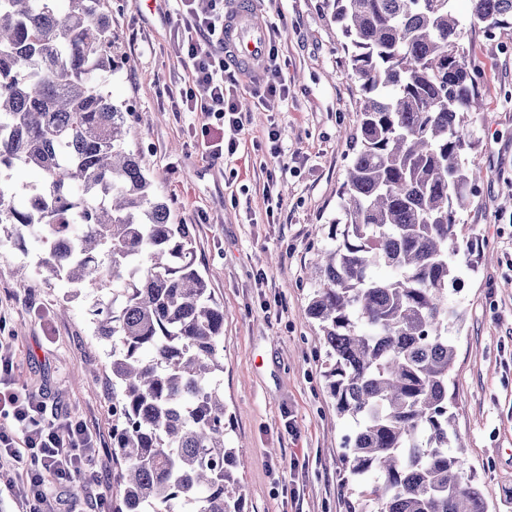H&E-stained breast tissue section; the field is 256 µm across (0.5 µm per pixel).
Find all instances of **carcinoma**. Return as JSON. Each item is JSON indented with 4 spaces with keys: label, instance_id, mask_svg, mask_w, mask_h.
I'll list each match as a JSON object with an SVG mask.
<instances>
[{
    "label": "carcinoma",
    "instance_id": "obj_1",
    "mask_svg": "<svg viewBox=\"0 0 512 512\" xmlns=\"http://www.w3.org/2000/svg\"><path fill=\"white\" fill-rule=\"evenodd\" d=\"M361 94L340 218L314 264L309 313L336 413L355 423L344 461L375 512H487L450 427L456 356L448 303L477 239L453 207L479 174L463 163L483 111L478 65L452 0H326ZM472 22L512 27V0H469ZM106 0H0V172L42 183L23 202L0 183V224L48 246L39 272L94 299L112 342V512H244L241 460L224 441L217 380L224 308L192 260L190 224L171 222L140 156L132 113L97 82L112 69Z\"/></svg>",
    "mask_w": 512,
    "mask_h": 512
}]
</instances>
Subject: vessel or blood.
<instances>
[{
    "label": "vessel or blood",
    "mask_w": 512,
    "mask_h": 512,
    "mask_svg": "<svg viewBox=\"0 0 512 512\" xmlns=\"http://www.w3.org/2000/svg\"><path fill=\"white\" fill-rule=\"evenodd\" d=\"M267 29L255 20L250 0H238V7L224 18V54L244 72L255 77L266 56Z\"/></svg>",
    "instance_id": "vessel-or-blood-1"
}]
</instances>
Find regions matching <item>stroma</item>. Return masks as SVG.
Returning <instances> with one entry per match:
<instances>
[{
  "instance_id": "obj_1",
  "label": "stroma",
  "mask_w": 512,
  "mask_h": 512,
  "mask_svg": "<svg viewBox=\"0 0 512 512\" xmlns=\"http://www.w3.org/2000/svg\"><path fill=\"white\" fill-rule=\"evenodd\" d=\"M108 5L116 67L98 82L132 112L126 147L171 199L173 223L192 225L195 266L224 309L225 441L247 461L245 512H364L343 458L355 424L337 415L325 388L328 358L308 312L309 267L323 246L311 231L338 216L359 125L344 36L325 0H255L264 23L282 30L278 63L290 92L269 97L239 79L247 123L236 152L216 160L195 133L202 115L176 109L191 72L174 0ZM453 10L480 67L484 105L464 155L480 178L455 215L459 239L479 236L483 257L448 289L464 314L448 330L453 429L466 443L468 476L494 491L488 512H512V28L472 24L467 0ZM43 255L41 243L0 224V349L13 359L17 386L45 392L87 427L107 495L118 474L112 345L94 334L90 297L38 276Z\"/></svg>"
}]
</instances>
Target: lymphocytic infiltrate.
<instances>
[{
    "mask_svg": "<svg viewBox=\"0 0 512 512\" xmlns=\"http://www.w3.org/2000/svg\"><path fill=\"white\" fill-rule=\"evenodd\" d=\"M177 34L186 50L192 84L181 95L182 109L199 112L207 119L204 133L212 141L208 154L221 158L235 152V135L247 121L237 104L236 83H225L224 0H211L208 12H198L195 0H177ZM232 139H225V130ZM13 369L10 358L0 355V411L10 423L0 426V482L21 504L23 512H59L61 498L52 488L68 487L75 477L87 486H99L100 475L91 466L97 454L85 425L69 417H48L43 392L19 390L7 383ZM25 460L22 475H13L12 462Z\"/></svg>",
    "mask_w": 512,
    "mask_h": 512,
    "instance_id": "f902f5d3",
    "label": "lymphocytic infiltrate"
}]
</instances>
